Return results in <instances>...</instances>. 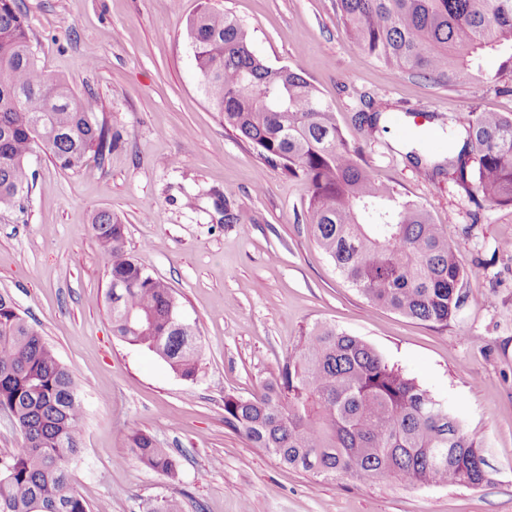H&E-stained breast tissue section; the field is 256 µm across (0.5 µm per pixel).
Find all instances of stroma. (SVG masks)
Instances as JSON below:
<instances>
[{"instance_id": "stroma-1", "label": "stroma", "mask_w": 512, "mask_h": 512, "mask_svg": "<svg viewBox=\"0 0 512 512\" xmlns=\"http://www.w3.org/2000/svg\"><path fill=\"white\" fill-rule=\"evenodd\" d=\"M233 14L272 67L301 65L333 106L360 162L441 224L469 273V298L448 325L370 303L312 236L309 185L264 163L213 112L187 24L204 6ZM38 65L92 95L118 147L75 171L42 150L22 208L0 210V291L73 370L84 402L74 486L90 512H512V205L476 208L466 191L416 167L406 127L436 135L470 111L512 114L505 53L472 60L437 84L349 49L336 0H23ZM389 102L367 134L362 96ZM406 114L405 125L395 122ZM108 209L129 249L177 294L201 346L196 380L112 334L106 260L88 224ZM362 337L482 440L491 480L477 488L364 485L284 466L224 427V396L274 380L317 323ZM170 449L178 477L144 467L128 436Z\"/></svg>"}]
</instances>
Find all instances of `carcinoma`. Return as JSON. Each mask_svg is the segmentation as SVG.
Listing matches in <instances>:
<instances>
[{"label": "carcinoma", "instance_id": "cac0c4a2", "mask_svg": "<svg viewBox=\"0 0 512 512\" xmlns=\"http://www.w3.org/2000/svg\"><path fill=\"white\" fill-rule=\"evenodd\" d=\"M354 49L412 76L452 82L468 59L512 44V0H336ZM196 68L224 126L262 159L310 185L307 219L342 278L375 305L446 325L468 297V274L428 211L379 183L358 162L335 113L299 67L273 69L248 29L209 7L189 23ZM359 124L375 132L386 111L373 98ZM463 145L434 169L469 188L473 202L512 204V115L471 112ZM94 103L37 65L19 0H0V209L21 206L39 148L61 170L118 144ZM107 257L112 333L195 380L200 345L171 285L133 258L125 226L108 209L91 215ZM0 406L22 431V452L0 456V512H90L69 477L82 449L84 405L76 377L42 332L0 292ZM224 425L281 464L361 484L477 487L490 480L481 441L443 404L389 366L357 336L317 323L281 370L248 397L224 396ZM130 448L146 467L177 478L168 449L141 431Z\"/></svg>", "mask_w": 512, "mask_h": 512}]
</instances>
